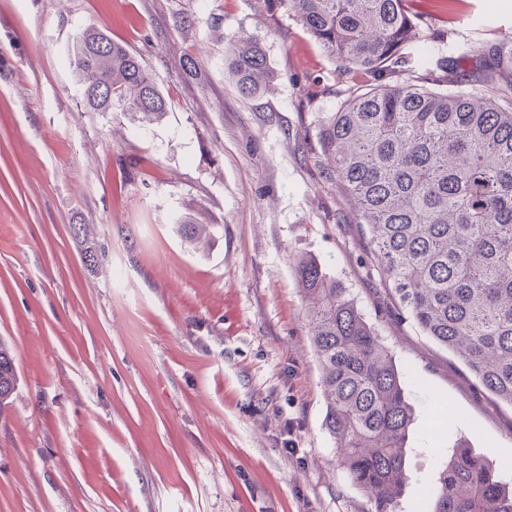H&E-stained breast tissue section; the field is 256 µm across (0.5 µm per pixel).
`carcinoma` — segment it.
Masks as SVG:
<instances>
[{
	"label": "carcinoma",
	"mask_w": 512,
	"mask_h": 512,
	"mask_svg": "<svg viewBox=\"0 0 512 512\" xmlns=\"http://www.w3.org/2000/svg\"><path fill=\"white\" fill-rule=\"evenodd\" d=\"M282 2L344 73L373 80L317 125L369 262L422 334L512 406V107L475 88L437 92L384 81L404 67V49L431 30L412 10L413 0ZM471 58L469 73L458 59H441L448 83H473L481 72L512 76L505 41ZM72 64L91 112L117 104L152 124L167 111L152 74L102 32L79 37ZM227 67L244 96L265 91L273 79L265 54L245 37L229 51ZM179 229L196 244L210 236L208 224L186 220ZM295 270L321 371L325 426L374 512H394L413 421L398 368L347 288L311 258L299 259ZM16 385L13 356L0 342V409ZM429 512H512V490L481 456L462 448L440 472Z\"/></svg>",
	"instance_id": "cac0c4a2"
}]
</instances>
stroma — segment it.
<instances>
[{
  "mask_svg": "<svg viewBox=\"0 0 512 512\" xmlns=\"http://www.w3.org/2000/svg\"><path fill=\"white\" fill-rule=\"evenodd\" d=\"M402 79L512 35V0H464ZM86 30L126 45L160 121L88 111ZM274 73L242 96L237 35ZM197 73H190V66ZM343 76L280 0H0V512H374L325 427L298 258L349 288L415 419L396 512H428L464 446L512 484V406L419 331L368 263L317 139ZM214 225L200 247L184 220ZM17 385V374L13 356L8 347L0 342V411L7 400L9 394L14 393Z\"/></svg>",
  "mask_w": 512,
  "mask_h": 512,
  "instance_id": "obj_1",
  "label": "stroma"
}]
</instances>
